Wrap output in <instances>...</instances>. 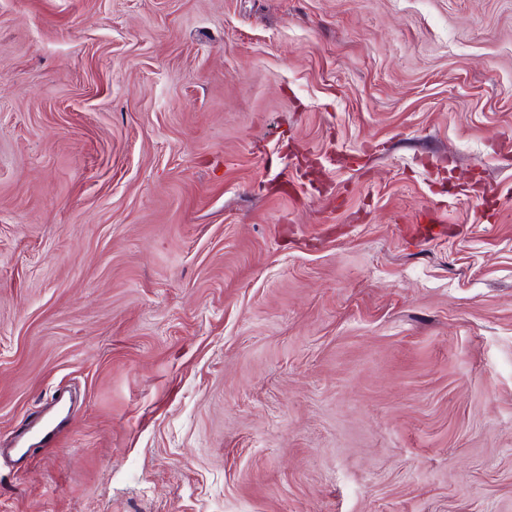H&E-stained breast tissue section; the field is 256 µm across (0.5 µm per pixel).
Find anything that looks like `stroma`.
<instances>
[{
	"instance_id": "1",
	"label": "stroma",
	"mask_w": 512,
	"mask_h": 512,
	"mask_svg": "<svg viewBox=\"0 0 512 512\" xmlns=\"http://www.w3.org/2000/svg\"><path fill=\"white\" fill-rule=\"evenodd\" d=\"M60 390L0 512H512V0H0V447Z\"/></svg>"
}]
</instances>
